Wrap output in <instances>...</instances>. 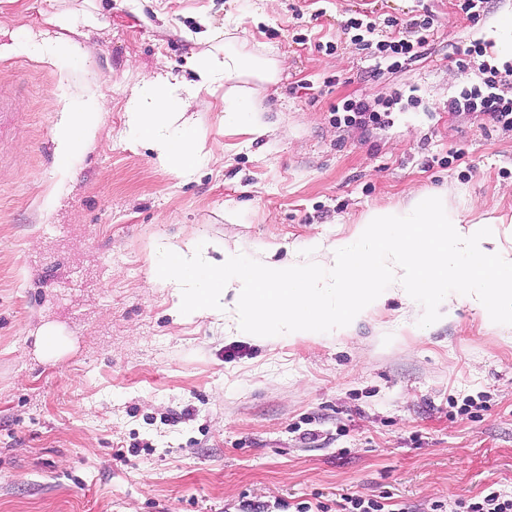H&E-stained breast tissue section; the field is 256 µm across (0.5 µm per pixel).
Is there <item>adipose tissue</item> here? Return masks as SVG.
<instances>
[{"mask_svg":"<svg viewBox=\"0 0 512 512\" xmlns=\"http://www.w3.org/2000/svg\"><path fill=\"white\" fill-rule=\"evenodd\" d=\"M283 65L281 58H259L229 45L223 55L195 57L189 63L194 73L191 83L173 85L159 77L133 92L128 102L125 138L134 145H147L159 168L191 175L200 158L195 114L209 108L204 92L224 87V122L239 124L243 111L258 109L249 100V90L241 87V80L275 81ZM98 120L95 112L66 113L56 130L61 169H68L74 151L92 139Z\"/></svg>","mask_w":512,"mask_h":512,"instance_id":"ef3b65f1","label":"adipose tissue"}]
</instances>
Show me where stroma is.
I'll return each instance as SVG.
<instances>
[{
	"label": "stroma",
	"instance_id": "obj_1",
	"mask_svg": "<svg viewBox=\"0 0 512 512\" xmlns=\"http://www.w3.org/2000/svg\"><path fill=\"white\" fill-rule=\"evenodd\" d=\"M510 13L512 0L475 25L456 0H0V512H337L347 493L453 512L512 496V326L463 303L422 328L394 293L346 331L258 339L231 309L176 320L151 281L162 241L316 263L313 241L354 243L370 211L420 194L498 221L495 249L512 256V131L448 109L477 79L449 44L495 43ZM426 17L428 50L397 69L343 29ZM228 43L287 58L276 81L246 80L259 112L225 126L223 88L207 93L188 178L126 144L136 87L192 81L189 59ZM394 95L389 126L334 121L340 100ZM95 111L61 174L63 113ZM46 325L65 339L52 356L36 346Z\"/></svg>",
	"mask_w": 512,
	"mask_h": 512
}]
</instances>
